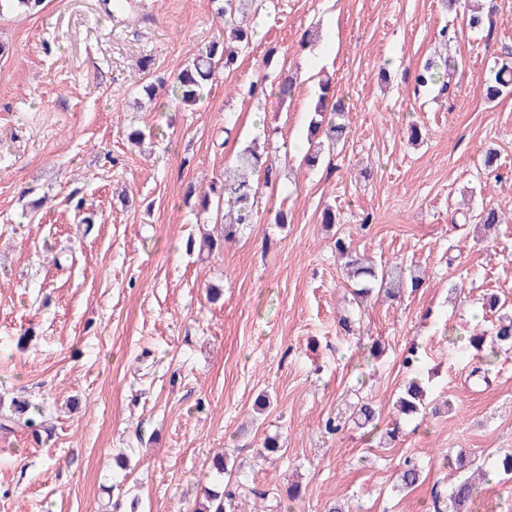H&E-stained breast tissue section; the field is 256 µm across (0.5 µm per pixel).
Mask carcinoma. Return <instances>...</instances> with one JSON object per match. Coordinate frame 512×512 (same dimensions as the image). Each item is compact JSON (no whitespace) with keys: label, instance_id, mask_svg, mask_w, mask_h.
Masks as SVG:
<instances>
[{"label":"carcinoma","instance_id":"1","mask_svg":"<svg viewBox=\"0 0 512 512\" xmlns=\"http://www.w3.org/2000/svg\"><path fill=\"white\" fill-rule=\"evenodd\" d=\"M254 0H224V5L216 9V16L224 22V34L221 38L212 41L204 49L198 51L192 63L183 69L172 83L171 90L186 105L196 104L204 95V90L213 81L217 69L222 67L226 71L236 68L238 54L247 48L252 40L251 29L248 25V17L251 13ZM458 5L469 27L476 29L485 25H493V14L496 10L494 3H489L484 14L473 12L469 9L468 0H451ZM455 67L444 65L438 69V65L429 62L415 77L420 86L441 82V90H446L452 81ZM320 93L315 107L318 118L309 124L310 140H318L315 148L304 156L307 167H316L321 159L324 145H335L344 138L347 132L345 112L342 100L338 99L335 88L330 79H324L319 83ZM486 98L493 101L505 93L512 91V51L507 53L500 66L490 74L485 84ZM274 162L270 155L259 151L256 146H248L239 151L231 165L224 168V235L223 240L229 241L236 238L245 225L254 222L256 204L258 199V184L253 176L260 173L270 176ZM336 253L348 258L347 266L353 269V274L365 279V285L355 292L359 298L366 297L371 291L370 283L379 282L388 294L395 297L404 288L413 290L422 285L423 277L403 266L400 262H393L381 271L360 266V262L349 257V249L345 240L336 238ZM486 305L490 310L501 311L498 323L493 333L488 334L484 330L476 329L467 338L450 339V343H465L466 348L475 352L478 364L473 366L470 376L477 383L487 382L483 362H492L496 354L504 348H512V313L503 310L499 306L496 297L486 298ZM426 391L418 378L410 379L402 395L396 401L398 410L412 416L420 412L424 405ZM29 405L24 401L15 403L14 413L8 417L10 422H18L25 427L36 426V420L30 416ZM400 480L405 488H414L421 482L420 467L405 460ZM477 493L475 478L472 476L457 480L448 494V502L445 505L446 512H465L468 503ZM194 512H224V495L210 488L203 490V499L198 503Z\"/></svg>","mask_w":512,"mask_h":512}]
</instances>
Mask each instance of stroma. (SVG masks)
Here are the masks:
<instances>
[{
	"label": "stroma",
	"instance_id": "35a3bbf8",
	"mask_svg": "<svg viewBox=\"0 0 512 512\" xmlns=\"http://www.w3.org/2000/svg\"><path fill=\"white\" fill-rule=\"evenodd\" d=\"M108 3L0 10L10 48L0 58V420L15 398L43 420L0 427V512H193L219 484V452L237 465L226 512H260L262 491L279 498L277 512L336 501L346 512H432V493L449 490L444 459L461 452L485 473L467 512H512V478L494 468L512 453V350L483 385L471 352L448 349L449 338L491 330L486 294L512 306V95L492 103L483 91L512 46V0H496L492 28L477 33L446 0H257L252 44L189 107L166 86L221 36L214 0H131L116 17ZM309 31L315 41L300 47ZM315 59L349 133L309 170L300 160L316 88L301 80L283 98L277 83ZM446 59L457 73L449 92L416 86L425 62ZM159 81L157 99L138 107L142 86ZM256 82L266 96H249ZM133 127L147 134L141 145ZM262 133L277 178L261 185L253 224L212 252L187 251L218 229L201 193ZM490 149L495 179L481 165ZM328 206L340 224H322ZM280 207L289 223H275ZM458 207H494L503 222L491 232L451 223ZM86 210L95 223H82ZM339 236L376 265L419 268L423 285L355 300ZM211 285L224 290L215 303ZM344 313L353 334L338 324ZM412 346L429 398L451 408L399 420L392 403ZM367 398L381 413L373 430L350 416ZM396 422L399 441L384 443ZM269 436L285 452L264 462ZM408 459L423 480L402 492Z\"/></svg>",
	"mask_w": 512,
	"mask_h": 512
}]
</instances>
